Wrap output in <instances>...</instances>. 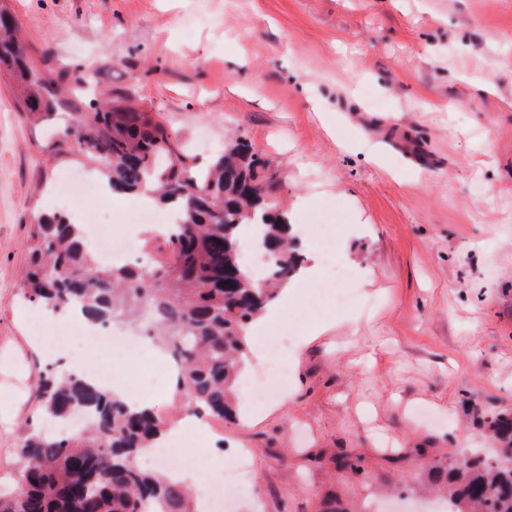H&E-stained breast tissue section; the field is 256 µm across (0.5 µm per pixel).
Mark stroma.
Listing matches in <instances>:
<instances>
[{
  "label": "stroma",
  "instance_id": "1",
  "mask_svg": "<svg viewBox=\"0 0 512 512\" xmlns=\"http://www.w3.org/2000/svg\"><path fill=\"white\" fill-rule=\"evenodd\" d=\"M28 44L95 91L130 94L208 165L241 136L277 176L270 203L294 224L338 227L351 303L297 326L273 410L195 438L219 479L246 449L233 512H420L439 500L428 468L497 442L512 414V0H1ZM0 84V483L38 418L50 369L88 366L108 345L34 344L36 306L18 295L30 226L66 210L79 163L35 144ZM110 196L90 237L145 241L113 224ZM359 314L355 323L345 315ZM153 348L128 363L146 395L181 418Z\"/></svg>",
  "mask_w": 512,
  "mask_h": 512
}]
</instances>
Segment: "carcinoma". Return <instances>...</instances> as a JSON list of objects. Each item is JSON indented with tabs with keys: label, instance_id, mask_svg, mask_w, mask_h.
Masks as SVG:
<instances>
[{
	"label": "carcinoma",
	"instance_id": "carcinoma-1",
	"mask_svg": "<svg viewBox=\"0 0 512 512\" xmlns=\"http://www.w3.org/2000/svg\"><path fill=\"white\" fill-rule=\"evenodd\" d=\"M13 85L24 118L41 122L64 109L65 72L35 59L0 12V76ZM67 113L61 133L37 144L52 159L81 157L106 176L114 194L152 187L179 222L159 235L147 263L118 268L95 261L70 218L44 214L31 226L20 295L53 309L76 307L94 325L149 318L153 344L178 366L188 411L234 421L236 385L245 364L246 327L273 301L301 261L288 219L268 207L276 175L241 138L207 169L177 142L163 120L127 98H104ZM262 229L270 265L256 283L240 262L239 231ZM41 410L65 421L76 409L88 422L76 433L43 434L27 425L16 452L14 484L0 492V512H194L192 494L137 463L164 428L153 411L129 408L79 375L45 376ZM498 460L478 454L432 465L428 477L449 512H512V417L487 420Z\"/></svg>",
	"mask_w": 512,
	"mask_h": 512
}]
</instances>
